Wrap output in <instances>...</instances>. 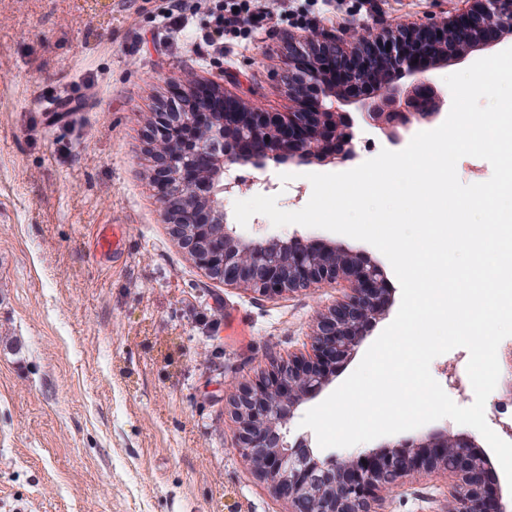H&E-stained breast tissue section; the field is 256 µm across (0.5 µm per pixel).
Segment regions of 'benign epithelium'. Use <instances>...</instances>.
I'll return each instance as SVG.
<instances>
[{"label":"benign epithelium","mask_w":512,"mask_h":512,"mask_svg":"<svg viewBox=\"0 0 512 512\" xmlns=\"http://www.w3.org/2000/svg\"><path fill=\"white\" fill-rule=\"evenodd\" d=\"M472 2L475 8L455 24L461 39L475 35L492 39L512 24V0ZM440 32L446 30L431 19L406 38L399 34L369 51L346 55L334 71V82H354L375 57L429 87L434 80L419 59L441 40ZM294 62V82L305 90L300 112H255L250 121L242 120L239 112H225L223 116H233V122L218 123L212 106L195 108L179 87L166 101V109L156 113L151 129L153 136L164 138L185 132L182 151L155 156L154 176L162 187L176 181L184 189L177 205H170L171 197L164 196L161 206L183 249L211 277L269 297L325 281L349 283L344 298L319 315L312 354L272 364L261 382L239 389L232 397L236 446L275 493L288 501L289 512H300L303 499L311 495L319 512H377L374 505L393 491L399 479L421 469L441 470L452 478L447 512H509L512 493L501 487L489 455L469 432L435 430L388 443L384 451L323 461L314 453L309 435L291 436L302 405L333 383L336 368L355 355L391 306L382 268L362 252L329 248L297 236L244 240L227 223L224 199L241 187L237 180H224L231 167L265 160L277 164H309L314 158L334 161L353 152L354 132L344 142L340 134L349 113L323 111L324 103L334 98L323 68L301 51ZM258 124L274 128V137L264 142L260 153L255 149ZM206 162L218 175L201 182L196 168ZM186 224L199 229L186 234Z\"/></svg>","instance_id":"1"}]
</instances>
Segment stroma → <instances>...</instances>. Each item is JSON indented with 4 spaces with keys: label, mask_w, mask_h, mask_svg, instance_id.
<instances>
[{
    "label": "stroma",
    "mask_w": 512,
    "mask_h": 512,
    "mask_svg": "<svg viewBox=\"0 0 512 512\" xmlns=\"http://www.w3.org/2000/svg\"><path fill=\"white\" fill-rule=\"evenodd\" d=\"M465 2L377 0L419 23ZM308 11L329 31L364 15L360 0H294L287 21L201 60L155 51V0H0V512H288L236 448L228 398L269 357L310 351L345 283L267 298L208 276L164 219L145 133L179 85L294 111L285 36ZM61 96L86 105L56 118ZM324 170L242 166L240 197L290 171L302 193L278 205L297 211ZM107 225L114 254L98 244ZM241 233L345 242L266 218ZM451 484L412 473L379 512H445Z\"/></svg>",
    "instance_id": "1"
}]
</instances>
